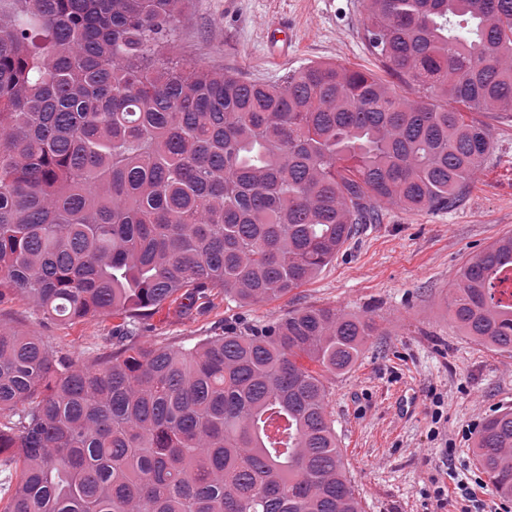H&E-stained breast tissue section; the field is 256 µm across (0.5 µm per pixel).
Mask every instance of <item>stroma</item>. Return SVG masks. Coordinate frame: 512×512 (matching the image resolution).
Returning <instances> with one entry per match:
<instances>
[{"instance_id":"35a3bbf8","label":"stroma","mask_w":512,"mask_h":512,"mask_svg":"<svg viewBox=\"0 0 512 512\" xmlns=\"http://www.w3.org/2000/svg\"><path fill=\"white\" fill-rule=\"evenodd\" d=\"M365 17L366 0H191L170 56L260 82L310 62H331L418 97L369 47ZM272 21L287 25L293 41L275 61L265 48ZM483 119L493 148L455 210L384 206L382 223L363 225L332 263L287 296L231 308L214 288L192 311L163 309L139 329L140 343L176 348L223 334L228 325L270 323L308 305L373 315L379 335L349 373L333 379L329 398L363 512H475L452 488L456 478L498 512H512V500L484 489L472 454L482 422L512 409V354L475 344L446 314L461 263L512 234V118L487 112ZM1 323L84 364L107 357L118 344L113 318L51 320L21 297L0 302ZM441 484L450 490L440 503L434 489Z\"/></svg>"}]
</instances>
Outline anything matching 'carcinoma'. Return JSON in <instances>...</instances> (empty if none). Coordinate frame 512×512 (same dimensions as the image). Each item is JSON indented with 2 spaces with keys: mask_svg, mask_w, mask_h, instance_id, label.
<instances>
[{
  "mask_svg": "<svg viewBox=\"0 0 512 512\" xmlns=\"http://www.w3.org/2000/svg\"><path fill=\"white\" fill-rule=\"evenodd\" d=\"M0 14V300L121 319L93 365L0 325L7 512H363L329 379L378 324L306 306L189 349L140 321L210 288L258 304L314 279L382 208L444 213L512 112V0H368L417 100L343 65L266 84L164 55L190 0H9ZM512 235L459 268L448 317L512 352ZM473 456L512 499V410Z\"/></svg>",
  "mask_w": 512,
  "mask_h": 512,
  "instance_id": "cac0c4a2",
  "label": "carcinoma"
}]
</instances>
